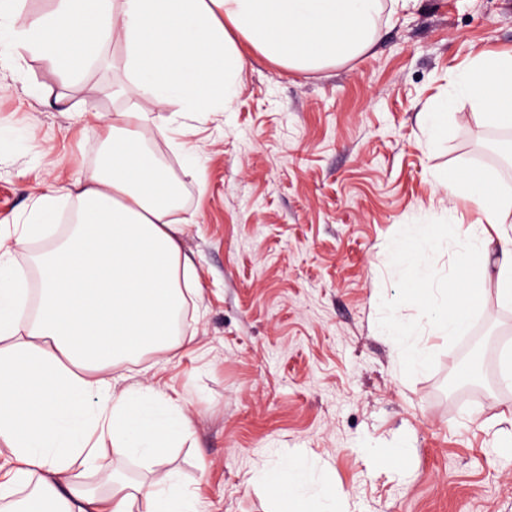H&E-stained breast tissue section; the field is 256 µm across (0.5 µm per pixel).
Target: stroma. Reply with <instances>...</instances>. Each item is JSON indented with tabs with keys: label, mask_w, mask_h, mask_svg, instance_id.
<instances>
[{
	"label": "stroma",
	"mask_w": 512,
	"mask_h": 512,
	"mask_svg": "<svg viewBox=\"0 0 512 512\" xmlns=\"http://www.w3.org/2000/svg\"><path fill=\"white\" fill-rule=\"evenodd\" d=\"M374 46L311 71L251 48L231 102L201 115L169 103L142 130L146 151L177 185L183 249L200 275L179 355L152 352L133 381L186 400L193 438L170 467L207 512H279L255 475L308 460L342 512H512V387L499 348L512 305L485 291L464 336L434 335L397 276L417 224H470L478 209L449 200L446 167L495 171L512 194V165L489 142L512 130L476 122L468 99L445 139L428 143L424 106L484 51L512 50V0H416L380 13ZM119 42L58 76L23 49L0 55V232L17 235L39 201L93 172L104 123L124 111ZM179 126L180 141L160 126ZM392 311L429 350L401 376L378 326ZM408 442L391 461L387 449Z\"/></svg>",
	"instance_id": "obj_1"
}]
</instances>
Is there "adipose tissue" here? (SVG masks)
Wrapping results in <instances>:
<instances>
[{"label": "adipose tissue", "instance_id": "ef3b65f1", "mask_svg": "<svg viewBox=\"0 0 512 512\" xmlns=\"http://www.w3.org/2000/svg\"><path fill=\"white\" fill-rule=\"evenodd\" d=\"M382 2L54 0L51 11L18 27L17 0H0V46L24 49L61 75L98 61L103 42L118 37L129 71L122 93L138 99L105 125L100 167L71 183L79 221L41 263L34 316L25 314V274L0 234V512H205L175 472L162 469L192 435L183 397L115 387L126 364L191 344L175 319L198 285L181 246L188 221L175 218L174 186L143 151L140 130L152 110L173 101L191 113L223 108L243 68L240 43L301 71L362 55L375 42ZM451 83L452 93L424 112L430 140L446 136L459 97L486 124L512 126V50L477 55ZM437 180L482 218L417 225L398 275L435 331L459 336L478 304L489 251L498 255V297L512 303V197L493 192L495 176L483 169L451 168ZM448 248L470 271L468 298L429 275L433 254ZM382 326L399 374L424 364L428 347L415 327L392 317ZM117 461L135 463L149 480H128ZM268 473L296 512H337L335 488L316 479L310 463Z\"/></svg>", "mask_w": 512, "mask_h": 512}]
</instances>
